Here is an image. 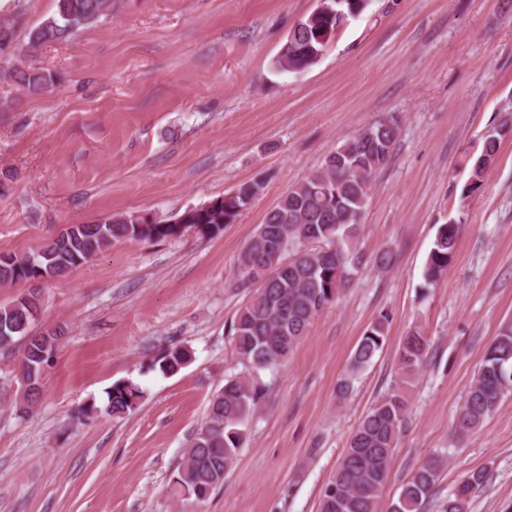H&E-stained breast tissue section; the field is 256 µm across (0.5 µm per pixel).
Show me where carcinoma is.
I'll return each mask as SVG.
<instances>
[{
	"mask_svg": "<svg viewBox=\"0 0 512 512\" xmlns=\"http://www.w3.org/2000/svg\"><path fill=\"white\" fill-rule=\"evenodd\" d=\"M368 0H321V12L301 19L290 29L274 61L280 72H301L316 64L333 35ZM112 8V0H56L53 15L28 34V52L49 43L68 41L98 22ZM13 84L37 94L52 84L51 74L30 65L11 72ZM508 121L488 130L481 153L474 159L467 192L482 186L496 159L500 137ZM400 135L395 118L378 121L344 141L321 165L293 185L269 210L237 259L236 287L247 291L229 336L232 352L250 372L230 375L210 400L205 420L196 430L182 461L170 478V493L203 512L213 491L224 485V474L243 447L246 423L259 401L254 373L286 358L308 335L315 318L332 305L350 270L362 263L355 251L363 210L370 198L375 173L391 159ZM262 181L244 182L233 195L217 197L184 211L188 227L198 233L221 231L249 209ZM136 214L115 215L98 224H71L48 243L24 254L0 255V286L28 282L39 276L62 278L72 269L121 241L151 242L175 237L182 225L155 218L148 233L137 230ZM460 222L439 225L425 265L432 284L448 269L454 256ZM42 306L40 291L31 290L0 304V350L23 347L20 386L28 389L16 399L19 416L39 401L42 376L52 363L60 333H31ZM389 315L380 314L364 331L341 378L344 396L359 372L372 363L386 344ZM430 339L416 327L398 349L400 383L378 398L359 421L332 479L326 484L320 512H378L389 466L406 423L408 399L403 385L421 370ZM188 350L170 345L160 349L148 365L165 375L178 373L188 363ZM106 410L121 418L137 407L143 389L131 380L118 381L107 391ZM512 395V322L492 339L467 396L456 412L453 432L458 437L478 430L500 402ZM443 460L430 458L401 486L389 512H423L433 495ZM488 479L485 470H471L443 503L442 512H466L472 493Z\"/></svg>",
	"mask_w": 512,
	"mask_h": 512,
	"instance_id": "obj_1",
	"label": "carcinoma"
}]
</instances>
